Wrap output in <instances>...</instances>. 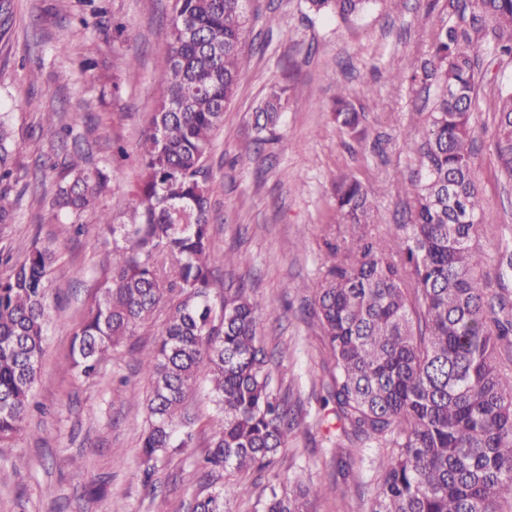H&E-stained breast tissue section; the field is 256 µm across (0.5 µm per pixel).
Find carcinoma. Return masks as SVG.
Here are the masks:
<instances>
[{"instance_id":"obj_1","label":"carcinoma","mask_w":512,"mask_h":512,"mask_svg":"<svg viewBox=\"0 0 512 512\" xmlns=\"http://www.w3.org/2000/svg\"><path fill=\"white\" fill-rule=\"evenodd\" d=\"M372 0H309L318 14L346 21ZM242 0H175L164 38L163 96L139 141L142 173L115 224L99 211L107 175L69 158L70 182L52 205L62 235L92 211L112 234L110 270L71 345L84 377L162 305L169 316L160 340L142 353L151 378L145 462L189 446L188 398L207 383L213 406L202 479L219 471L262 475L288 444L296 417L275 391L271 355L255 308L242 287L224 295L214 272L232 255L210 242L207 159L224 109L245 74L240 44ZM512 58V0H448V22L430 58L401 79L434 93L420 167L410 183L414 220L390 244L369 231L374 189L336 182L335 205L349 242L333 250L314 315L334 366L323 405L334 403L343 431L358 444L384 448L375 467L369 512H505L512 505V361L498 357L512 335V314L493 303L480 275V199L471 162V112L486 46ZM284 90L273 88L256 112L274 128ZM496 151L512 176V88L500 93ZM332 117L354 136L362 113L336 98ZM0 119V224L9 222L12 151ZM56 262L33 243L0 277V442L13 439L28 415L47 334V287ZM324 494L298 474L269 482L255 512H311ZM193 512H229L224 489L195 498Z\"/></svg>"}]
</instances>
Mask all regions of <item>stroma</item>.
<instances>
[{
  "label": "stroma",
  "mask_w": 512,
  "mask_h": 512,
  "mask_svg": "<svg viewBox=\"0 0 512 512\" xmlns=\"http://www.w3.org/2000/svg\"><path fill=\"white\" fill-rule=\"evenodd\" d=\"M173 0H10L0 29V113L8 116L19 200L0 224V248L22 261L31 242L59 253L48 290L49 323L30 413L20 434L0 445V512H190L200 491L197 464L211 435V405L198 393L192 447L157 462L145 479L139 448L150 376L139 348L158 340L168 317L159 308L95 377H77L70 344L84 307L108 272V233L95 214L62 238L51 202L67 180L66 163L82 153L104 169L102 208L116 204L140 170L138 143L163 90L156 81L168 59L164 31ZM448 20L442 0H373L344 22L310 11L307 0H246L242 55L246 74L224 112L207 161L212 177L211 246L236 262L217 270L224 289L246 286L263 317L260 336L280 391L304 419L276 456L279 477L304 473L326 497L313 512H367L375 492L374 448L355 454L353 470H336L335 451L350 448L323 386L333 371L327 343L310 311L332 247L345 228L334 205L338 179L380 189L370 231L391 241L408 223L414 199L404 186L420 175V147L430 105L394 73L427 58ZM97 64L81 69L86 51ZM135 59L126 71L120 57ZM287 89L282 118L258 143L255 108L272 85ZM512 86V60L487 56L471 114L473 168L481 199L482 278L512 300V273L500 266L512 248V177L495 150L498 93ZM364 114L366 136H349L330 109L337 94ZM56 115L54 125L44 121ZM126 149L113 155V144ZM277 318H268V309Z\"/></svg>",
  "instance_id": "obj_1"
}]
</instances>
